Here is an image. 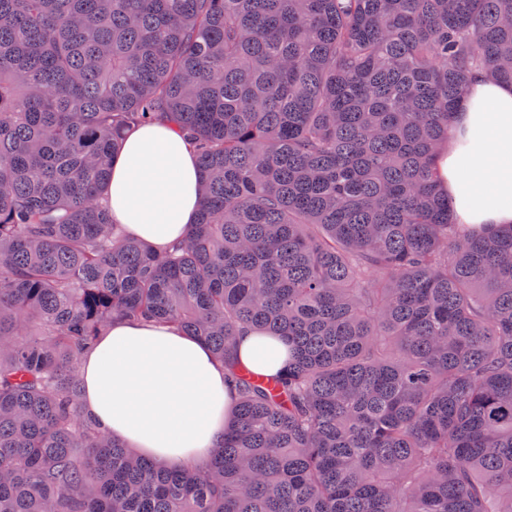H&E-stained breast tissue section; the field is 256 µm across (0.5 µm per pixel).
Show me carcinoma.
<instances>
[{
	"instance_id": "carcinoma-1",
	"label": "carcinoma",
	"mask_w": 512,
	"mask_h": 512,
	"mask_svg": "<svg viewBox=\"0 0 512 512\" xmlns=\"http://www.w3.org/2000/svg\"><path fill=\"white\" fill-rule=\"evenodd\" d=\"M477 71L512 84V0H0V512H512V225L436 166ZM155 121L201 175L164 255L104 200ZM115 317L223 365L207 461L84 411ZM239 355L247 369L273 377L286 366L288 345L284 341L248 330L240 336Z\"/></svg>"
}]
</instances>
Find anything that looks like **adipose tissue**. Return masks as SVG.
Instances as JSON below:
<instances>
[{
	"label": "adipose tissue",
	"mask_w": 512,
	"mask_h": 512,
	"mask_svg": "<svg viewBox=\"0 0 512 512\" xmlns=\"http://www.w3.org/2000/svg\"><path fill=\"white\" fill-rule=\"evenodd\" d=\"M437 166L459 224H512V84L474 74L460 99ZM113 223L166 251L183 240L201 205L199 168L188 141L161 123L134 128L106 188ZM244 366L273 377L285 367L284 341L246 331ZM84 405L113 437L156 463L208 459L224 442L231 391L200 338L167 325L117 320L81 363Z\"/></svg>",
	"instance_id": "ef3b65f1"
}]
</instances>
